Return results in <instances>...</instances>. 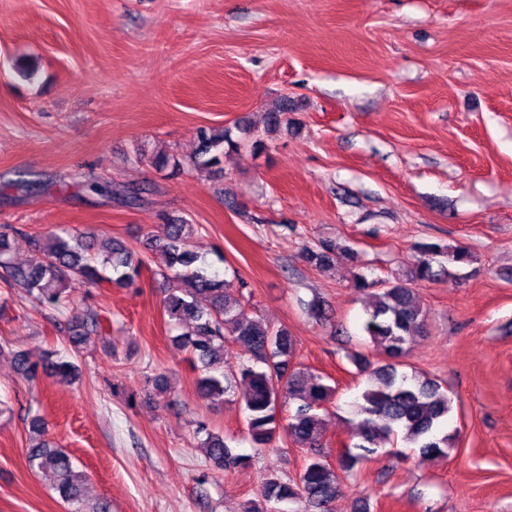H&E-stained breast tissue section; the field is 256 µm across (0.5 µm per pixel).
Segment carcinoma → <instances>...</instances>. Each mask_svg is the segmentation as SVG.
Returning <instances> with one entry per match:
<instances>
[{
  "label": "carcinoma",
  "instance_id": "obj_1",
  "mask_svg": "<svg viewBox=\"0 0 512 512\" xmlns=\"http://www.w3.org/2000/svg\"><path fill=\"white\" fill-rule=\"evenodd\" d=\"M197 139V150L189 161L175 153L160 152L153 156V166L172 174L183 170L187 163L195 171L211 172L223 165L224 148L233 150L239 145L224 127H201ZM196 231V225L186 219L173 218L160 225L157 233L147 235L146 246L161 251L173 271V285L167 289L163 310L172 329L178 331L172 337L173 343L188 353L192 370L197 372V393L208 400L244 386L240 403L252 447L269 448L283 433L306 452L296 479L267 477L260 496L249 501L244 512L325 509L341 492L340 472L352 470L359 460L399 439L419 448L422 455L447 454L454 435L441 436L439 428L448 420L452 398L436 380L415 373L409 376L399 367L403 366L409 338L425 328V313L415 285L435 280L445 270V260L473 262L468 247L423 242L417 247L413 266L401 277L370 281L362 274L354 275L353 286L370 297L364 332L385 361L375 364L361 353L351 357L357 373L368 376L369 386L353 403L361 416L358 441L353 448L344 450L335 466L323 450L318 410L333 399L336 388L327 383V377L297 367V341L287 327L244 316L240 301L229 294V282L191 249L190 240ZM33 242L40 260L26 267H13V281L39 307L61 309L70 289L106 281L102 270L108 267L116 274L113 282L125 286L134 284L142 272L143 260L119 240L112 241L111 251L96 252L93 237L59 228L33 238ZM303 259L320 269L339 262L355 264L358 253L345 242L324 241L315 248H305ZM100 332L96 317L72 321L68 328L72 354H79L91 336ZM232 343L240 345L242 352L228 370ZM14 363L19 374L30 382L43 376H73L77 368L70 358L55 350L44 351L37 360L17 351ZM286 400L298 405L284 424L279 408ZM28 433L29 465L53 475L55 491L68 505V512H110L105 500L93 504L85 501L86 475L74 467L64 449L48 438V423L42 416H31ZM195 434L201 437L200 448L217 470L244 466L250 460V456L235 452L227 439L205 422L197 424Z\"/></svg>",
  "mask_w": 512,
  "mask_h": 512
}]
</instances>
